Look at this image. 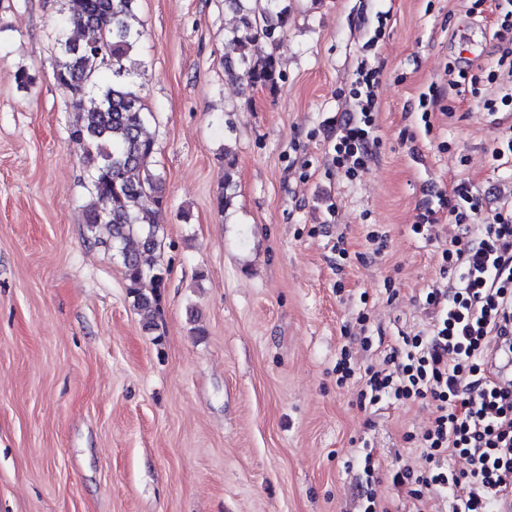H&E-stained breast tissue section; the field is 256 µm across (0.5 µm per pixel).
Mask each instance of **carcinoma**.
Returning <instances> with one entry per match:
<instances>
[{
    "mask_svg": "<svg viewBox=\"0 0 512 512\" xmlns=\"http://www.w3.org/2000/svg\"><path fill=\"white\" fill-rule=\"evenodd\" d=\"M135 2L64 0L55 40L56 80L80 115L69 141L81 150L92 182L85 224L94 235L108 232L110 247L122 259L133 307L149 329L165 280L156 256L159 225L144 200L150 197L156 207L163 206L165 178L154 168L156 144L145 133L146 107L125 65L142 37ZM224 4L237 16L224 38V75L252 88L276 86L275 58H254L249 49L261 39H275L288 24V8L282 0ZM69 28L82 39L71 40Z\"/></svg>",
    "mask_w": 512,
    "mask_h": 512,
    "instance_id": "obj_1",
    "label": "carcinoma"
}]
</instances>
